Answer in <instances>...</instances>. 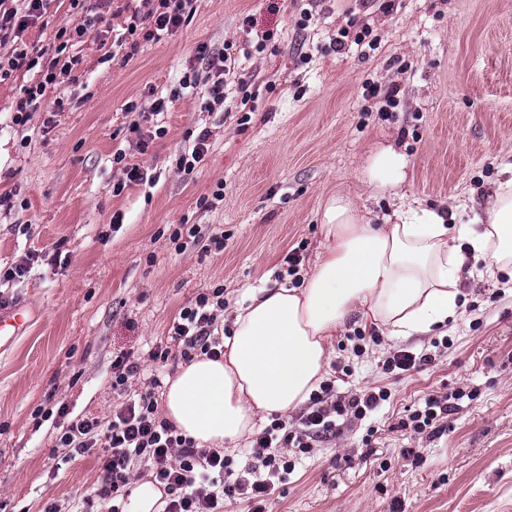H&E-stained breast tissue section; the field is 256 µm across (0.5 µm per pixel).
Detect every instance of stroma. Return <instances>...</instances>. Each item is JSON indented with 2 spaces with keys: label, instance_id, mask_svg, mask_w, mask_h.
I'll return each mask as SVG.
<instances>
[{
  "label": "stroma",
  "instance_id": "obj_1",
  "mask_svg": "<svg viewBox=\"0 0 512 512\" xmlns=\"http://www.w3.org/2000/svg\"><path fill=\"white\" fill-rule=\"evenodd\" d=\"M197 0L177 33L146 41L130 34L133 14L150 0H115L101 32L76 43L80 80H60L38 110L15 124L16 104L36 72L0 82V263L38 258L24 284L9 289L25 306L27 329L0 349V512H43L63 499L92 495L97 457L62 462L51 409L109 418L112 359L147 357L181 308L223 285L225 323L249 291L271 284L289 246L306 242L312 269L325 240L322 206L350 191L379 217L389 194L370 195L359 175L370 146L393 145L408 161L405 202L447 207L469 199L453 221L473 225L505 166L512 164V0ZM311 11L299 27L301 11ZM366 16L376 47L331 49L349 14ZM82 15L53 0L26 40L54 48L62 26ZM273 31L264 52L259 35ZM234 41L235 70L254 76L250 99L229 84L225 106L186 95L168 112L149 111L189 71L205 73L196 48L221 52ZM397 85L390 118L368 111L364 81ZM153 135L141 149L131 124ZM211 131L201 167L183 177L175 162L191 133ZM146 173L122 185L115 153ZM223 186L224 199L212 193ZM180 224L226 236L222 252L169 239ZM66 266L53 264L55 251ZM460 289L457 320L431 336L383 335L355 354L338 336L327 377L337 393L378 387L390 394L374 421H352L295 462L266 512H512V274L478 257ZM447 338L434 363L403 374L382 365L390 351L428 348ZM466 392L442 435L399 426L423 399Z\"/></svg>",
  "mask_w": 512,
  "mask_h": 512
}]
</instances>
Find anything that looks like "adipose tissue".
Listing matches in <instances>:
<instances>
[{
	"mask_svg": "<svg viewBox=\"0 0 512 512\" xmlns=\"http://www.w3.org/2000/svg\"><path fill=\"white\" fill-rule=\"evenodd\" d=\"M407 161L392 146L369 151L361 181L397 189ZM482 230L447 223L443 212L401 206L369 223L351 194L326 201V244L301 287L255 288L237 308L224 354L196 357L168 378L161 415L197 447L221 448L253 434L258 419L304 405L322 381L333 342L348 326L423 335L462 306L469 256L512 267V167L489 198ZM463 237L466 247L455 246Z\"/></svg>",
	"mask_w": 512,
	"mask_h": 512,
	"instance_id": "obj_1",
	"label": "adipose tissue"
}]
</instances>
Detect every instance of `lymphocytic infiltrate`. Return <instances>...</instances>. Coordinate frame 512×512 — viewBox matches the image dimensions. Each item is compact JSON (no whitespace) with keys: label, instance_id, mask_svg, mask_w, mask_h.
Masks as SVG:
<instances>
[{"label":"lymphocytic infiltrate","instance_id":"obj_1","mask_svg":"<svg viewBox=\"0 0 512 512\" xmlns=\"http://www.w3.org/2000/svg\"><path fill=\"white\" fill-rule=\"evenodd\" d=\"M50 2L0 0V47L7 49L6 54H0V82L21 69L41 71L40 81L26 87L17 103L15 120L19 123L26 121L28 113L37 111L58 75H71L80 59L66 57L69 40L90 34L101 22L100 11L108 7L110 0H69L71 10L84 14V22L59 28L56 55L44 65L40 62L44 50H31L23 34L46 14ZM194 3L195 0H157L140 19L144 39L155 40L178 32L194 15ZM234 72L232 53L227 50L210 59L205 79L187 76L182 86L203 88L212 104L221 105L227 98V78ZM223 309V286L199 293L194 302L181 308L167 336L151 350L150 360L160 369L201 355L219 359L224 353L225 328L219 321ZM143 373L141 362L132 353L117 355L112 361V389L125 397L120 410L105 423L92 415L71 416L67 405H59L56 419L60 432L55 445L64 449L68 460L99 456L102 471L97 497L102 501L122 496L134 467H148L168 497L163 512H224L225 502L236 500L252 503L253 512H263L262 502L293 472L292 455L309 453L315 442L340 433L349 419L362 420L372 415L388 399L386 391L373 388L342 397L336 395L333 384L321 383L319 391L312 393L309 403L292 421L273 419L252 436L250 462L239 472L223 449L195 446L160 416L158 396L162 381L157 372L147 374L145 390L129 393V379ZM463 397L460 390L429 395L421 408L402 421V429L423 433L448 417Z\"/></svg>","mask_w":512,"mask_h":512}]
</instances>
